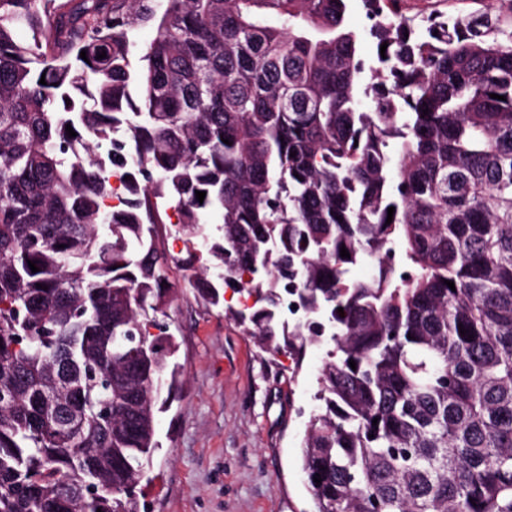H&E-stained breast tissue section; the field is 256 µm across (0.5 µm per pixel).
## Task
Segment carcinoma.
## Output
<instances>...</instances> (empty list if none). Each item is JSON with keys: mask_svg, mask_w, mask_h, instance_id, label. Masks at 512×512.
Returning a JSON list of instances; mask_svg holds the SVG:
<instances>
[{"mask_svg": "<svg viewBox=\"0 0 512 512\" xmlns=\"http://www.w3.org/2000/svg\"><path fill=\"white\" fill-rule=\"evenodd\" d=\"M400 2L363 0L367 68L347 0H0V512H146L171 262L211 306L256 295L224 318L293 372L325 348L312 512H512V0L422 35ZM348 3L346 24L349 28L360 34L358 42V52L360 56L368 62H373L375 58V45L373 40L365 32V29L369 25V21L365 17L361 1L351 0ZM175 203L168 201H161L159 203V210L164 224H157L156 234L157 243L160 248L166 249L168 253L177 257L183 256V242L181 225L177 223L176 211L174 209Z\"/></svg>", "mask_w": 512, "mask_h": 512, "instance_id": "1", "label": "carcinoma"}]
</instances>
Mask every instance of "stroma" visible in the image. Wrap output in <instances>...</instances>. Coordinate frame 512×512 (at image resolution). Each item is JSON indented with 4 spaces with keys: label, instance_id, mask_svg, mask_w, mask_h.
<instances>
[{
    "label": "stroma",
    "instance_id": "35a3bbf8",
    "mask_svg": "<svg viewBox=\"0 0 512 512\" xmlns=\"http://www.w3.org/2000/svg\"><path fill=\"white\" fill-rule=\"evenodd\" d=\"M167 276L170 361L183 385L156 416L159 447L142 487L150 512H310L301 441L323 349L307 348L291 374V359L260 352L223 307L183 287L177 265Z\"/></svg>",
    "mask_w": 512,
    "mask_h": 512
}]
</instances>
